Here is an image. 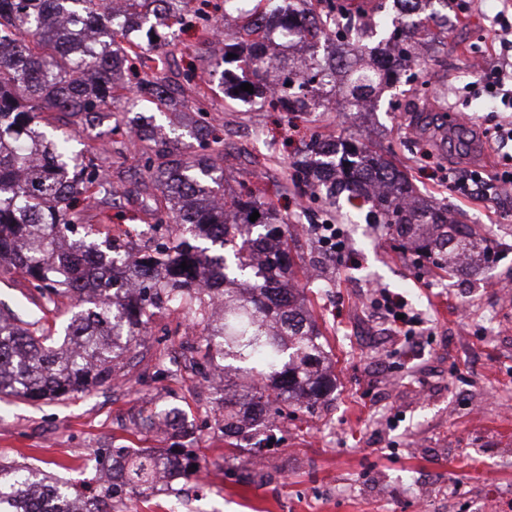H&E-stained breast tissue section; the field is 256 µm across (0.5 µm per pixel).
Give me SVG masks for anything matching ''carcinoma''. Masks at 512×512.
<instances>
[{
  "mask_svg": "<svg viewBox=\"0 0 512 512\" xmlns=\"http://www.w3.org/2000/svg\"><path fill=\"white\" fill-rule=\"evenodd\" d=\"M116 1L123 3L119 12ZM192 2L0 0V260L10 258L44 307L60 294L84 304L70 318L62 347L50 343L36 314L23 320L0 313V395L65 398L110 382L155 310L184 307L205 331L203 373L219 367L220 359L241 377L239 388L224 396V435L238 437L254 417L281 405L310 408L334 387L322 334L303 307L310 283L296 281V262L285 248L306 208L282 212L251 178L226 193L224 138L214 127L199 130L205 153L185 151L145 123L127 128L139 142L147 175L129 192L74 150L81 134L111 111L118 86L128 111L145 99L167 108V63L159 55L145 60L132 28L156 20L172 34L206 20L209 4ZM393 3L397 16L388 25L383 0H254L249 30L224 33V55L209 61V75L227 96L286 113L294 129L322 106L327 86L339 87L346 111L366 112L385 80L382 69L364 62L374 52L370 39L387 33L393 64L401 67L425 49L424 32L436 24L438 8L448 9V0ZM271 10L294 31V43L283 41L277 55L252 41ZM320 44L331 60L318 55ZM269 71L273 86L264 81ZM412 82L414 96L428 98L430 111H448L429 80L414 74ZM244 83L253 92L240 90ZM54 112L73 120L54 126ZM309 154L290 163L297 197L331 206L343 195L355 211L368 207V223L385 225L433 267L460 271L461 256L481 241L447 209L420 201L410 178L383 156L347 140H314ZM129 196L157 235L155 244L130 269L133 290L108 280L88 294L79 280L90 272V260L104 276L127 256L121 242L95 238L88 212L102 224L111 215L100 204L122 208ZM254 212L260 217L252 222ZM107 462L116 473L110 487L90 500L67 485L56 487L52 512H108L107 501L155 487L164 472L193 473L190 463L158 448ZM37 485L30 471L0 465V512H40L31 494Z\"/></svg>",
  "mask_w": 512,
  "mask_h": 512,
  "instance_id": "cac0c4a2",
  "label": "carcinoma"
}]
</instances>
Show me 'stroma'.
<instances>
[{"mask_svg": "<svg viewBox=\"0 0 512 512\" xmlns=\"http://www.w3.org/2000/svg\"><path fill=\"white\" fill-rule=\"evenodd\" d=\"M463 2L464 9L453 12L457 32L438 50L444 65L422 60L410 70L433 74L449 110L469 120L470 151L419 135L415 114L423 102L388 88L375 111L313 113L279 164L264 167L259 184L275 204H293L284 191L286 168L310 136L353 135L373 151L395 154L423 196L476 227L493 262L452 275L419 267L382 226L349 217L344 200L329 212L308 203L311 219L296 226L292 244L321 275L319 287L306 292L307 307L323 328L336 389L311 411L289 409L262 460H255L249 435L227 452L224 390L203 392L189 324L162 308L133 344L118 380L62 399L0 396V462L34 468L48 482L97 489L103 484L99 454L109 448H184L198 459L206 484L195 497H186L180 479L174 493L138 490L111 512H177L181 504L187 512H474L492 490L512 505V300L495 291L512 285V199L492 189L463 195L446 179L448 171L473 168L490 180L500 168H512V144L499 149L485 136L501 104L470 71L472 48L484 33L496 32L512 0ZM150 51L169 55L170 83L185 102L162 115L139 102L137 113L155 117L163 137L193 131L201 121L227 135L255 130L257 141L228 145L237 156L235 178L261 161L265 142L280 138L273 113L226 98L201 64V57L222 56L223 39L205 42L180 30ZM112 125L105 118L78 149L103 169L121 172L125 184L135 183L143 172L137 148L112 133ZM323 223L342 225L348 256L321 257L313 227ZM366 288L399 294L424 318L419 346L393 335L383 312L365 302ZM37 301L27 280L0 262V311L31 310ZM169 407L181 410L186 433L145 427L148 415ZM254 468L263 482L241 483V472ZM410 476L431 480L430 495L409 490Z\"/></svg>", "mask_w": 512, "mask_h": 512, "instance_id": "35a3bbf8", "label": "stroma"}]
</instances>
